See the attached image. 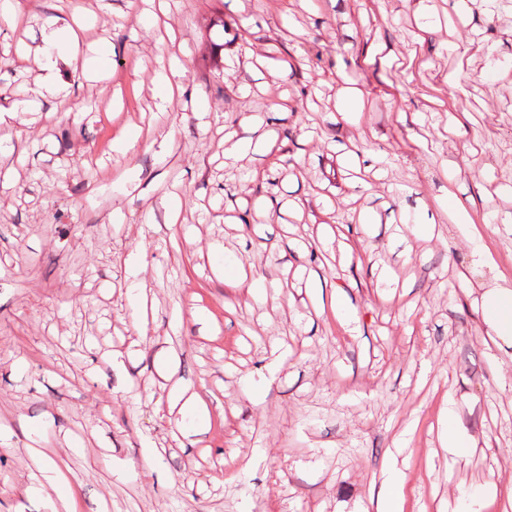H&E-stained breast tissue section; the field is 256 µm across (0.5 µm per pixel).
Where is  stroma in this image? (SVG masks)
I'll return each instance as SVG.
<instances>
[{"label":"stroma","instance_id":"obj_1","mask_svg":"<svg viewBox=\"0 0 512 512\" xmlns=\"http://www.w3.org/2000/svg\"><path fill=\"white\" fill-rule=\"evenodd\" d=\"M167 2L0 20L1 98L39 80L16 56L54 21H84L102 73L0 125V512H365L392 457L400 512H500L512 338L465 285L512 281V0ZM49 458L70 484L25 494Z\"/></svg>","mask_w":512,"mask_h":512}]
</instances>
